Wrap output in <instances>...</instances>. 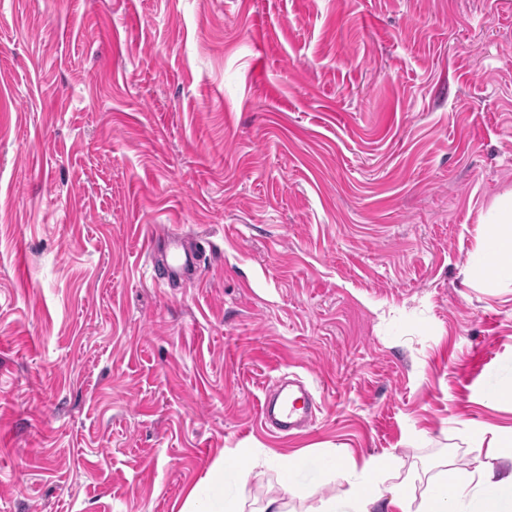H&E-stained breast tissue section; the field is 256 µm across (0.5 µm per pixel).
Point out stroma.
I'll list each match as a JSON object with an SVG mask.
<instances>
[{"label":"stroma","instance_id":"stroma-1","mask_svg":"<svg viewBox=\"0 0 512 512\" xmlns=\"http://www.w3.org/2000/svg\"><path fill=\"white\" fill-rule=\"evenodd\" d=\"M511 191L512 0H0V512H179L228 448L299 457L295 512L330 448L467 469L512 425V280L468 273ZM160 241H164L168 248L163 264L168 278L178 277L187 273L195 266L194 256L186 251H182L183 238L180 235L173 233L171 230L155 232L148 246L151 247L154 243ZM259 416L263 425L276 433L299 434L314 418L312 394L301 383L286 389L274 381L265 388Z\"/></svg>","mask_w":512,"mask_h":512}]
</instances>
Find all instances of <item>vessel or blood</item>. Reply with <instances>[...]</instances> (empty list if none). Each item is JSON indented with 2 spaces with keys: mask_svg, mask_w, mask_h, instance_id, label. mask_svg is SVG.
I'll use <instances>...</instances> for the list:
<instances>
[{
  "mask_svg": "<svg viewBox=\"0 0 512 512\" xmlns=\"http://www.w3.org/2000/svg\"><path fill=\"white\" fill-rule=\"evenodd\" d=\"M151 240L167 245L163 267L169 277L180 276L194 267L195 258L183 251L180 235L163 230L155 232ZM259 416L263 425L274 432L288 435L301 433L314 418L312 395L300 383L289 388L269 384L260 403Z\"/></svg>",
  "mask_w": 512,
  "mask_h": 512,
  "instance_id": "b4317fda",
  "label": "vessel or blood"
}]
</instances>
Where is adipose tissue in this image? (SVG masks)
Segmentation results:
<instances>
[{
    "mask_svg": "<svg viewBox=\"0 0 512 512\" xmlns=\"http://www.w3.org/2000/svg\"><path fill=\"white\" fill-rule=\"evenodd\" d=\"M495 207L498 227L488 238L491 259L480 274L490 279H512V232L500 230L501 225L512 223V192L501 196ZM250 457V449L240 448L213 464L204 487L191 490L181 512H241L238 499L222 494L224 474L232 463ZM321 458L329 481L345 485L346 491L321 500L312 512H375L379 507L387 512H512V426L494 428L491 447L473 449L467 473L441 463L416 504L410 499L408 484L385 482L387 473L399 472L402 467L396 455L359 463L349 449L331 448ZM496 458L501 460V467H493Z\"/></svg>",
    "mask_w": 512,
    "mask_h": 512,
    "instance_id": "adipose-tissue-1",
    "label": "adipose tissue"
}]
</instances>
